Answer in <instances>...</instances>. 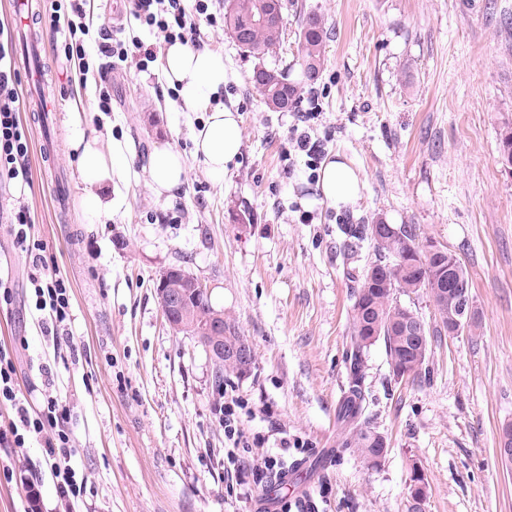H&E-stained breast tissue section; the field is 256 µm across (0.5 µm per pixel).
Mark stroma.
Segmentation results:
<instances>
[{
	"instance_id": "stroma-1",
	"label": "stroma",
	"mask_w": 512,
	"mask_h": 512,
	"mask_svg": "<svg viewBox=\"0 0 512 512\" xmlns=\"http://www.w3.org/2000/svg\"><path fill=\"white\" fill-rule=\"evenodd\" d=\"M108 0H85L88 69L67 58L65 28L40 7L34 39L14 47L19 118L31 137V182L0 191V257L13 270L14 303L0 307V348L14 352L19 395L38 411L60 393L72 463L84 493L73 512H261L310 489L316 512H405L406 483L419 465L426 512H512V461L498 452L512 424V173L501 140L512 128V0H285L276 63L288 67L301 105L272 112L251 82L256 61L223 25L207 24L196 0H180L197 23V45L223 52L225 99L241 116L242 149L223 185L207 178L189 134L202 113L176 109L161 61L101 54L102 33L162 51L161 33L126 4L113 24ZM322 16L325 62L303 74L302 19ZM109 94V111L99 108ZM103 144L126 145L112 181V215L83 223L73 122ZM304 132L318 149L295 146ZM185 159V186L165 201L142 165L153 146ZM345 155L364 182L335 210L317 199L319 170ZM29 205L32 235L68 279L70 318L45 329L25 295L28 261L3 229L15 199ZM412 224L465 264L479 314L475 335L438 337L426 378L394 379L383 343L366 354L371 424L387 439L380 466L337 448V410L352 290L373 249L348 256L346 224ZM179 265L211 288L255 353L246 377L216 383L204 348L166 324L156 296ZM26 347L16 348L18 337ZM237 440L224 434V406ZM283 457L293 476L237 469L229 454ZM0 512H63L42 441L0 447Z\"/></svg>"
}]
</instances>
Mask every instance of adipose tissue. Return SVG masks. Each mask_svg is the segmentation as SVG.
I'll use <instances>...</instances> for the list:
<instances>
[{
	"mask_svg": "<svg viewBox=\"0 0 512 512\" xmlns=\"http://www.w3.org/2000/svg\"><path fill=\"white\" fill-rule=\"evenodd\" d=\"M162 69L178 93L181 111L202 113L201 125L190 134L193 152L201 157L211 182L223 184L229 163L242 147L238 111L222 101L227 79L223 54L177 41L166 45ZM70 144L77 153L84 184L80 198L82 219L87 224L101 223L112 211L106 193L112 187L113 176L121 171V151L102 148L96 134L79 127L73 128ZM143 171L154 196L168 200L175 198L186 180L183 155L169 145L155 147ZM318 188L321 203L339 209L359 197L362 181L358 172L339 156L324 163Z\"/></svg>",
	"mask_w": 512,
	"mask_h": 512,
	"instance_id": "obj_1",
	"label": "adipose tissue"
}]
</instances>
